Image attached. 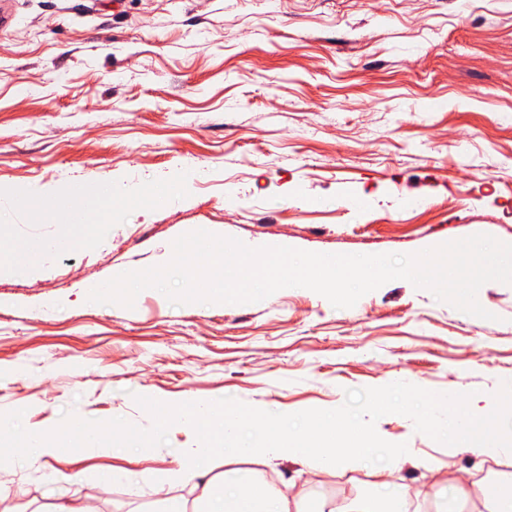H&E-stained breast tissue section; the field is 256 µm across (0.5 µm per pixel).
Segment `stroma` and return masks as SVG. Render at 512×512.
<instances>
[{
	"mask_svg": "<svg viewBox=\"0 0 512 512\" xmlns=\"http://www.w3.org/2000/svg\"><path fill=\"white\" fill-rule=\"evenodd\" d=\"M0 191L30 207L0 224V426L49 427L60 467L100 512H151V482L203 439L177 410L269 403L283 424L340 407L411 457L389 492L418 512L424 454L470 482L487 458L441 450L419 417L483 421L512 380V285L477 295L491 319L393 280L336 308L302 287L246 304L133 308L88 288L169 261L205 230L251 247L415 253L474 234L512 243V0H1ZM111 183L71 224L51 191ZM158 188L160 201L135 198ZM53 242L43 263L19 254ZM101 425L83 446L72 421ZM151 440L138 448L139 437ZM102 469L118 473L103 485ZM307 497L376 492L347 471L230 458ZM39 467L10 512H46Z\"/></svg>",
	"mask_w": 512,
	"mask_h": 512,
	"instance_id": "stroma-1",
	"label": "stroma"
}]
</instances>
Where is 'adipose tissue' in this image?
<instances>
[{
  "label": "adipose tissue",
  "instance_id": "adipose-tissue-1",
  "mask_svg": "<svg viewBox=\"0 0 512 512\" xmlns=\"http://www.w3.org/2000/svg\"><path fill=\"white\" fill-rule=\"evenodd\" d=\"M181 419L188 427L205 434L209 444L182 449L174 469L153 484L158 512H189L187 501L170 493L169 485L174 481L191 484L196 501L204 505L205 512H336L332 502L323 497L292 500L279 490L267 493L256 489L249 478L235 483L218 478L213 474L214 462L223 457L247 459L272 454L301 460L309 472L316 474L338 466L358 469L381 455L385 458L378 468L382 475L392 472L405 457L401 450L375 448L362 429L344 424L343 415L336 408L307 413L303 427L294 430L283 428L278 415L267 404L225 409L202 404L183 412ZM244 425L259 430L260 440L255 445L240 444L238 432ZM428 429L446 436L448 451L512 458V448L499 446L482 428L453 429L448 422L433 421ZM59 454L58 446L42 432L0 433L1 472L15 474L30 468L32 461H41L46 466L45 477L57 484L62 497L54 512H97L95 506L70 495L67 474L51 468V461L58 459Z\"/></svg>",
  "mask_w": 512,
  "mask_h": 512
}]
</instances>
